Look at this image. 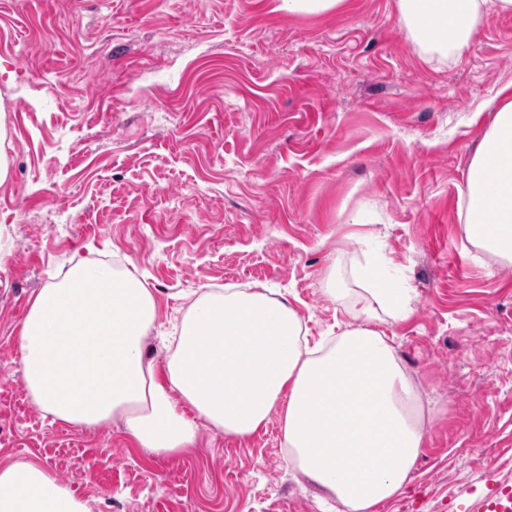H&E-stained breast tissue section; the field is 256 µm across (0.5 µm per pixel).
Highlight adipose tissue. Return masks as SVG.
<instances>
[{
    "instance_id": "1",
    "label": "adipose tissue",
    "mask_w": 512,
    "mask_h": 512,
    "mask_svg": "<svg viewBox=\"0 0 512 512\" xmlns=\"http://www.w3.org/2000/svg\"><path fill=\"white\" fill-rule=\"evenodd\" d=\"M399 0L411 39L462 50L487 3ZM467 241L512 264V100L495 113L461 194ZM352 321L330 346L307 345L303 321L269 288L205 290L179 327L165 364L144 348L156 317L131 272L77 263L32 300L20 333V373L45 417L96 428L122 417L133 442L158 454L192 447L200 425L244 440L282 407L290 462L342 512H376L407 483L425 445L420 391L382 329L380 309L407 297L365 266ZM0 512H91L41 465L0 466Z\"/></svg>"
}]
</instances>
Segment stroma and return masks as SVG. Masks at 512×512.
<instances>
[{
    "instance_id": "stroma-1",
    "label": "stroma",
    "mask_w": 512,
    "mask_h": 512,
    "mask_svg": "<svg viewBox=\"0 0 512 512\" xmlns=\"http://www.w3.org/2000/svg\"><path fill=\"white\" fill-rule=\"evenodd\" d=\"M398 0L316 14L281 0H0V466L33 461L91 512H327L281 422L200 427L171 455L121 419L44 418L19 371L35 295L79 259L136 271L157 362L199 289H280L310 342L350 321L366 259L412 296L389 340L432 410L379 512H469L512 489V265L465 238L460 190L512 84V13L487 8L450 60Z\"/></svg>"
}]
</instances>
